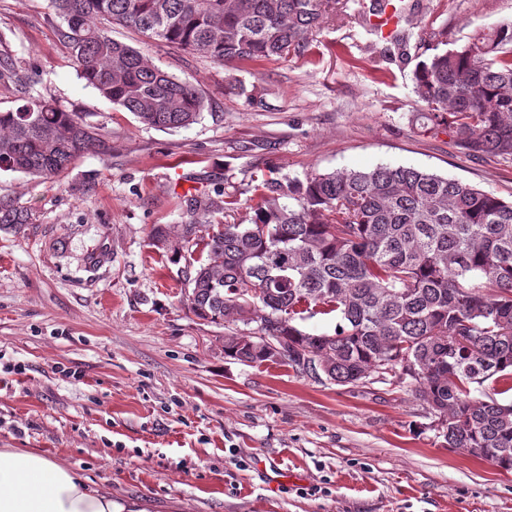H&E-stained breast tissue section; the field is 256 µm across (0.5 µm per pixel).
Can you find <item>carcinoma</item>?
Wrapping results in <instances>:
<instances>
[{
    "mask_svg": "<svg viewBox=\"0 0 512 512\" xmlns=\"http://www.w3.org/2000/svg\"><path fill=\"white\" fill-rule=\"evenodd\" d=\"M392 4L371 0L361 16ZM59 35L81 78L110 103L158 130L200 122L205 100L189 81L112 38L133 28L224 66L304 53L345 0H51ZM427 130L446 127L472 156L512 159V20L435 52L413 73ZM104 127L52 100L0 112V170L50 179L89 155H106ZM188 218L156 224L150 244L206 259L184 288L189 310L215 325L224 356L286 362L338 385L403 383L439 415L450 448L512 471V402L483 389L512 382V201L406 166L313 171L265 179L246 224L209 217L234 210L222 193L187 197ZM27 222L0 203V228ZM336 315L331 333L297 320ZM479 392L475 397L472 392Z\"/></svg>",
    "mask_w": 512,
    "mask_h": 512,
    "instance_id": "1",
    "label": "carcinoma"
}]
</instances>
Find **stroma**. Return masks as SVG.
I'll list each match as a JSON object with an SVG mask.
<instances>
[{"label":"stroma","instance_id":"1","mask_svg":"<svg viewBox=\"0 0 512 512\" xmlns=\"http://www.w3.org/2000/svg\"><path fill=\"white\" fill-rule=\"evenodd\" d=\"M407 51L347 12L301 56L228 68L116 24L115 38L191 81L198 124L160 131L79 79L50 0H0V111L22 98L88 112L112 140L66 173L0 171V448L53 457L141 512H512V472L443 446L409 384L341 386L288 363L225 358L197 319L187 263L149 244L183 195L224 191L248 219L263 178L407 166L512 200V160L471 156L421 128L412 72L512 20V0H404ZM385 57L372 73L371 51Z\"/></svg>","mask_w":512,"mask_h":512}]
</instances>
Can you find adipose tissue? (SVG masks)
Returning <instances> with one entry per match:
<instances>
[{
    "instance_id": "obj_1",
    "label": "adipose tissue",
    "mask_w": 512,
    "mask_h": 512,
    "mask_svg": "<svg viewBox=\"0 0 512 512\" xmlns=\"http://www.w3.org/2000/svg\"><path fill=\"white\" fill-rule=\"evenodd\" d=\"M0 512H127L112 492L34 451L0 448Z\"/></svg>"
}]
</instances>
